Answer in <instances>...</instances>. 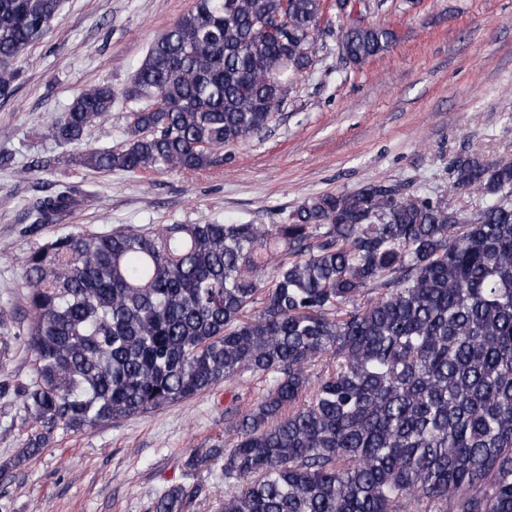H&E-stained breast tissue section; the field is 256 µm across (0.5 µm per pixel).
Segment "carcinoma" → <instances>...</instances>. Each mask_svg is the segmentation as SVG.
Returning <instances> with one entry per match:
<instances>
[{"label": "carcinoma", "mask_w": 512, "mask_h": 512, "mask_svg": "<svg viewBox=\"0 0 512 512\" xmlns=\"http://www.w3.org/2000/svg\"><path fill=\"white\" fill-rule=\"evenodd\" d=\"M63 0H0V97ZM324 0H196L150 45L123 92L126 139L84 148L96 172L203 171L282 110L323 47ZM394 30L339 27L360 66ZM93 85L43 130L79 145L112 110ZM465 212L411 180L303 203L281 224H163L68 233L25 260L33 377L22 389L47 434L262 378L227 419L224 512H512V157L460 153ZM84 200L34 198L33 228ZM172 486L152 512H182Z\"/></svg>", "instance_id": "cac0c4a2"}]
</instances>
